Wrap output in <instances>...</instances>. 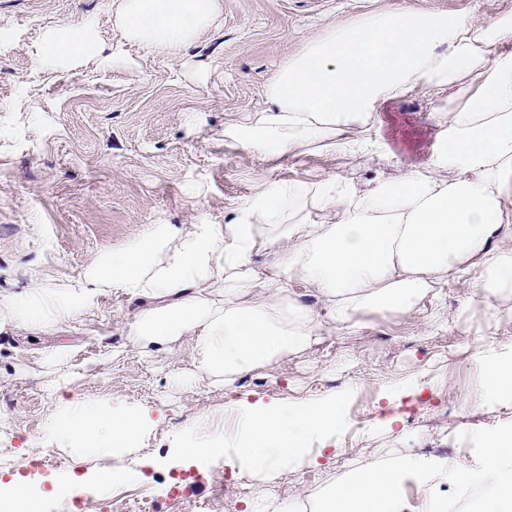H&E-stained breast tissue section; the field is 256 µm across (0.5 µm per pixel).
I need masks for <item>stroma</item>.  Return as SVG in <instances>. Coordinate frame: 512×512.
<instances>
[{
	"label": "stroma",
	"mask_w": 512,
	"mask_h": 512,
	"mask_svg": "<svg viewBox=\"0 0 512 512\" xmlns=\"http://www.w3.org/2000/svg\"><path fill=\"white\" fill-rule=\"evenodd\" d=\"M223 3L216 25L180 52L123 43V67L97 61L61 71L34 64L46 30L91 20L105 45L122 43L116 0H0V294L68 287L150 224L224 223L265 182L337 176L364 190L424 166L441 135L438 112L467 100L457 88L383 103L370 119L379 163L317 147L260 157L226 142L224 128L263 108L271 76L329 24L405 5L478 19L512 15V0ZM139 308L108 292L47 329L0 327V476L85 485L108 470L118 475L112 493L150 495L154 512H185L191 502L244 512L251 496L239 491L243 474L220 458L172 456L198 417L232 430L224 407L233 400L349 394L335 456L280 475L268 492L282 500L317 496L351 468L429 450L450 449L451 462L467 465L478 434L512 425V402L477 398L478 347L512 346V298L484 301L450 274L409 313L366 311L356 331L327 328L306 353L241 375L232 387L204 381L189 393L169 384L170 373L195 368L188 342L161 357L127 348ZM118 348L124 356L112 359ZM48 351L65 352L66 365L46 366ZM53 380L66 398L97 395L161 417L130 453L75 458L43 441ZM129 472L139 485L127 486Z\"/></svg>",
	"instance_id": "1"
}]
</instances>
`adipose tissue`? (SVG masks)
<instances>
[{
    "label": "adipose tissue",
    "mask_w": 512,
    "mask_h": 512,
    "mask_svg": "<svg viewBox=\"0 0 512 512\" xmlns=\"http://www.w3.org/2000/svg\"><path fill=\"white\" fill-rule=\"evenodd\" d=\"M222 0H118L122 38L175 53L210 29ZM512 23L470 20L404 6L334 24L288 59L266 85L267 105L224 129L260 155L308 145L342 151L348 130L368 138L380 103L423 89L439 95L475 79L477 91L447 112L440 142L422 168L366 192L344 179L263 184L225 224H153L123 250L97 257L75 287L38 288L0 298V325L47 327L84 310L106 291L141 301L129 347L151 355L190 338L197 362L174 376L225 386L245 372L319 342L318 313L299 303V280L314 288L333 324L350 328L363 312L411 311L435 279L455 274L485 297L512 293ZM111 59L93 25L49 30L35 61L46 68ZM343 209L338 224L310 212ZM273 252L268 271L254 263ZM479 399L512 401V352L480 358ZM56 400L44 422L46 442L78 456L112 457L134 449L153 425L150 410L87 396ZM346 394L302 401L237 400L227 408L233 432H183L174 457H223L227 467L275 480L293 463H316L343 421ZM478 462L405 456L354 468L315 500V512H464L465 493L480 488L479 512H512V429L479 438ZM418 490L410 502L407 485Z\"/></svg>",
    "instance_id": "obj_1"
}]
</instances>
